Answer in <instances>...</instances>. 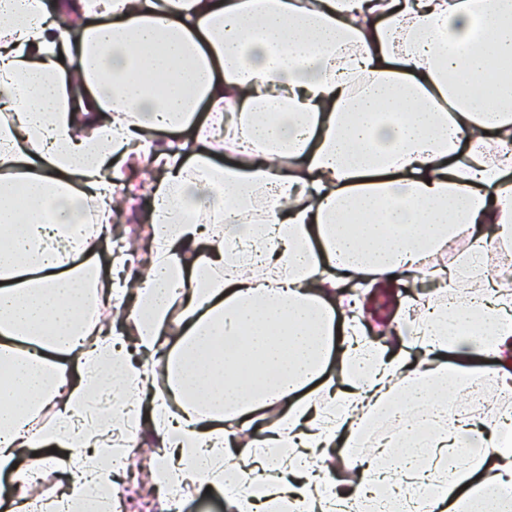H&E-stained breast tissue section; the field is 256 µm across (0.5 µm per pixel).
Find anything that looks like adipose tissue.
Returning a JSON list of instances; mask_svg holds the SVG:
<instances>
[{"mask_svg":"<svg viewBox=\"0 0 512 512\" xmlns=\"http://www.w3.org/2000/svg\"><path fill=\"white\" fill-rule=\"evenodd\" d=\"M509 60L512 0H0V512H112L86 489L131 441L162 506L415 512L375 488L447 459L437 512H512V412L418 414L512 392ZM144 167L148 258L109 277L118 181ZM392 279L481 289L408 296L394 350L356 295ZM477 394L470 396H456L448 398L438 406L424 408L418 411L419 415H438L443 421L455 420L456 417L473 413L484 406V401ZM167 505L168 512L180 511V504L176 500L169 499ZM180 512H225L224 499L202 491L182 501V511Z\"/></svg>","mask_w":512,"mask_h":512,"instance_id":"1","label":"adipose tissue"}]
</instances>
